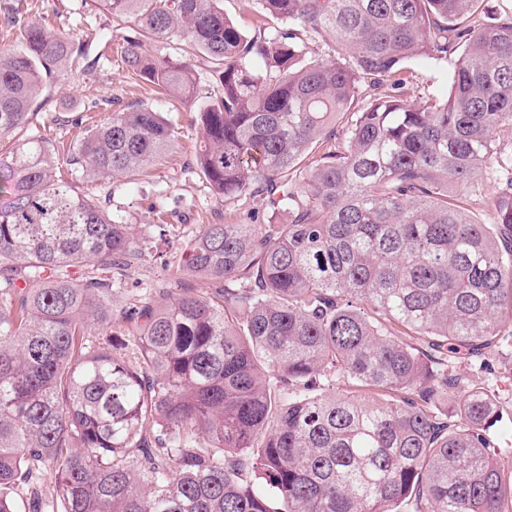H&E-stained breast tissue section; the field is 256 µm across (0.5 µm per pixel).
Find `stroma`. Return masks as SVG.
<instances>
[{
	"instance_id": "35a3bbf8",
	"label": "stroma",
	"mask_w": 512,
	"mask_h": 512,
	"mask_svg": "<svg viewBox=\"0 0 512 512\" xmlns=\"http://www.w3.org/2000/svg\"><path fill=\"white\" fill-rule=\"evenodd\" d=\"M20 8L22 23H41L83 42L94 68L77 65L51 86L46 104L34 123L40 134L56 144L70 146L80 140L83 130L75 117L105 119L108 102H139L157 110L178 130L174 153L137 176L134 182L100 179L85 184V192L99 200H111L113 211L122 212L134 224L145 256L134 262L128 280L131 289L176 290L173 267L164 265L163 254L179 250L186 239L204 224H263L268 212L245 200L219 203L192 167L200 140L196 114L190 105L175 98H158L149 83L128 75L122 61L128 26L118 25L111 15L93 9L86 0H0V15ZM416 93L440 97L448 90V66L422 59L408 65ZM452 371L469 384L488 386L512 406V345L490 355L487 368L459 360Z\"/></svg>"
}]
</instances>
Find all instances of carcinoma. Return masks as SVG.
<instances>
[{
    "mask_svg": "<svg viewBox=\"0 0 512 512\" xmlns=\"http://www.w3.org/2000/svg\"><path fill=\"white\" fill-rule=\"evenodd\" d=\"M91 2L133 23L124 66L159 95L194 103L210 60L193 165L288 221L201 225L173 261L188 284L114 310L142 249L81 185L164 161L174 124L131 102L61 170L31 125L83 45L20 28L0 49V512L45 478L51 512H512L507 407L449 373L512 341V5L250 0L251 35L221 0ZM164 41L177 55L143 49ZM415 58L449 64L445 98L408 96ZM491 170L482 224L463 198Z\"/></svg>",
    "mask_w": 512,
    "mask_h": 512,
    "instance_id": "obj_1",
    "label": "carcinoma"
}]
</instances>
